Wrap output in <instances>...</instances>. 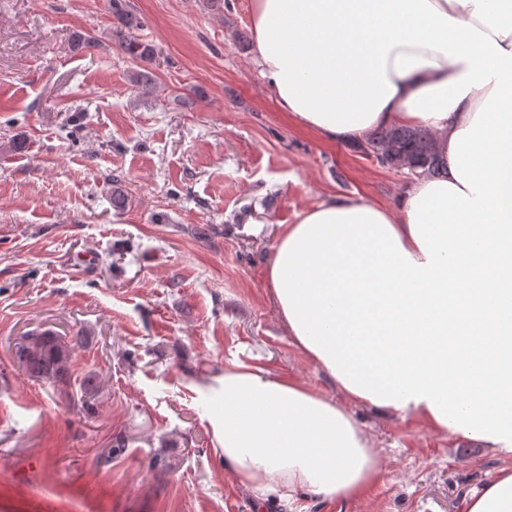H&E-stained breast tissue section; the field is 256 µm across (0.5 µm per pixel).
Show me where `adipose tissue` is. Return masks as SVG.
Instances as JSON below:
<instances>
[{"mask_svg":"<svg viewBox=\"0 0 512 512\" xmlns=\"http://www.w3.org/2000/svg\"><path fill=\"white\" fill-rule=\"evenodd\" d=\"M252 26L300 126H424L448 163L395 207L335 197L283 225L267 280L294 344L350 399L512 455V0H253ZM210 400L256 496L344 501L382 474L351 414L294 379L240 365ZM465 512H512V465Z\"/></svg>","mask_w":512,"mask_h":512,"instance_id":"ef3b65f1","label":"adipose tissue"}]
</instances>
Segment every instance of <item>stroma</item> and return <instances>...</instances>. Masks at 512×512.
I'll return each instance as SVG.
<instances>
[{
	"label": "stroma",
	"instance_id": "1",
	"mask_svg": "<svg viewBox=\"0 0 512 512\" xmlns=\"http://www.w3.org/2000/svg\"><path fill=\"white\" fill-rule=\"evenodd\" d=\"M129 4L156 49L147 98L126 55L70 47L105 35L106 0H0V512H465L512 459L349 399L294 345L267 281L281 225L332 197L392 206L413 175L280 110L252 0ZM83 254L93 271L74 268ZM43 330L83 336L70 383L97 376L92 412L18 364ZM239 363L349 411L382 480L336 503L238 485L203 387Z\"/></svg>",
	"mask_w": 512,
	"mask_h": 512
}]
</instances>
